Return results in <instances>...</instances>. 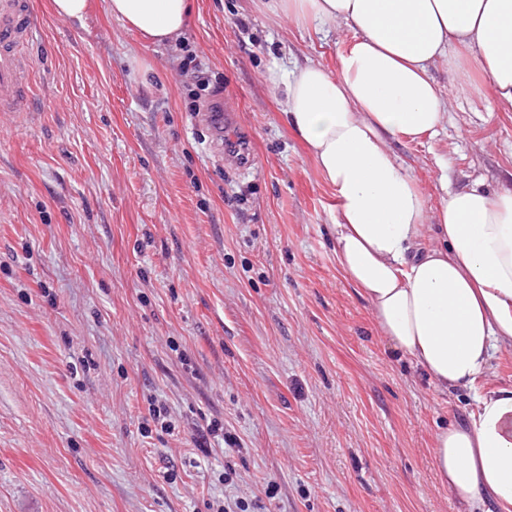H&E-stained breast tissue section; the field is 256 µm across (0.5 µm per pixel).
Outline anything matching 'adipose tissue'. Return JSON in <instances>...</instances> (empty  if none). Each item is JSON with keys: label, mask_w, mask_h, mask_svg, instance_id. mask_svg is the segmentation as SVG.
Instances as JSON below:
<instances>
[{"label": "adipose tissue", "mask_w": 512, "mask_h": 512, "mask_svg": "<svg viewBox=\"0 0 512 512\" xmlns=\"http://www.w3.org/2000/svg\"><path fill=\"white\" fill-rule=\"evenodd\" d=\"M279 16L353 36L337 73L307 64L282 82L284 117L336 190V259L382 336L440 391L474 387L493 353L512 348V189L475 185L429 212L391 147L436 132L448 99L432 70L469 63L512 109V0H269ZM189 0H109L113 18L162 43ZM432 224L435 245L421 242ZM432 463L471 512H512V386L476 398L440 428Z\"/></svg>", "instance_id": "adipose-tissue-1"}]
</instances>
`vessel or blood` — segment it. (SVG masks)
<instances>
[{"label": "vessel or blood", "mask_w": 512, "mask_h": 512, "mask_svg": "<svg viewBox=\"0 0 512 512\" xmlns=\"http://www.w3.org/2000/svg\"><path fill=\"white\" fill-rule=\"evenodd\" d=\"M36 27L29 0H0V112H24L36 63L27 48Z\"/></svg>", "instance_id": "1"}]
</instances>
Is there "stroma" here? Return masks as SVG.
Masks as SVG:
<instances>
[{"label":"stroma","mask_w":512,"mask_h":512,"mask_svg":"<svg viewBox=\"0 0 512 512\" xmlns=\"http://www.w3.org/2000/svg\"><path fill=\"white\" fill-rule=\"evenodd\" d=\"M30 0L29 112H0V512H466L438 429L512 386V349L441 393L380 336L336 262L337 198L286 125L285 68L334 72L323 39L260 0H192L152 43L89 0ZM236 105L242 176L188 109L179 42ZM437 134L395 150L430 209L512 188V111L440 65ZM174 434L148 428L150 403ZM219 421L241 448L195 444ZM232 481H225V468Z\"/></svg>","instance_id":"obj_1"}]
</instances>
